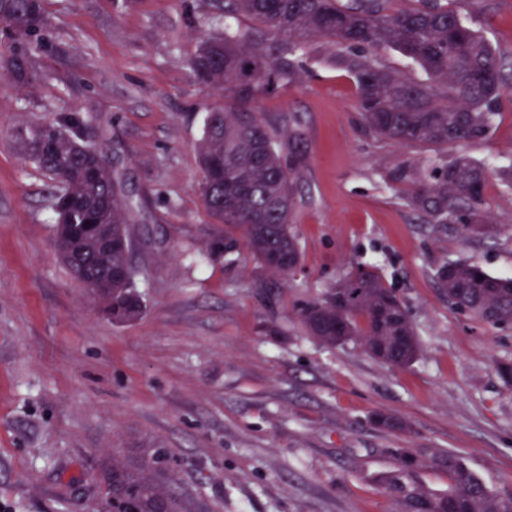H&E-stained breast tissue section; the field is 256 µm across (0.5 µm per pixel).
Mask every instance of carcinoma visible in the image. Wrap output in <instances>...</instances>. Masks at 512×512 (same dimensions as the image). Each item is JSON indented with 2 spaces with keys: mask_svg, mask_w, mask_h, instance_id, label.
<instances>
[{
  "mask_svg": "<svg viewBox=\"0 0 512 512\" xmlns=\"http://www.w3.org/2000/svg\"><path fill=\"white\" fill-rule=\"evenodd\" d=\"M389 0H217L224 17L242 16L258 26L259 37L239 28L204 38L191 60L197 78L224 94V106L208 112L198 147L205 208L224 230L203 253L206 260L235 262L247 247L280 281L300 265L291 227L297 208V181L306 152L297 138L278 141L249 110L262 90L290 82L294 63L323 38L340 48L332 59L352 75L362 118L369 130L410 149L461 147L485 138L498 113L504 78L502 57L465 19L462 0H417L391 12ZM44 27L42 0H0V31L21 45L8 60L16 81L35 75L34 42ZM366 48L391 49L426 74L413 81L363 55ZM69 119L34 129L24 140L31 158L65 184L57 198L54 244L73 275L106 280L100 293L109 313L138 316L142 301L134 281L122 277L131 265L127 224L135 206L126 194L118 165L107 167L105 136L94 143L71 137ZM512 191V156L495 169ZM410 180V205L442 228L458 222L466 233L483 229L487 168L459 153L433 162L425 171L402 166ZM438 284L451 305L492 327L512 326V277L495 276L468 260L443 263ZM300 320L309 335L336 345L361 342L367 353L406 366L419 342L408 311L380 272L357 265ZM398 473L383 478L399 512H512V496L495 495L453 453L435 463L448 472V492L432 494L410 478L416 461L396 450ZM100 501L95 512L126 507L131 512H185L174 482L154 459L134 460L112 453L102 463Z\"/></svg>",
  "mask_w": 512,
  "mask_h": 512,
  "instance_id": "obj_1",
  "label": "carcinoma"
}]
</instances>
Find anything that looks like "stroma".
Returning a JSON list of instances; mask_svg holds the SVG:
<instances>
[{"instance_id":"35a3bbf8","label":"stroma","mask_w":512,"mask_h":512,"mask_svg":"<svg viewBox=\"0 0 512 512\" xmlns=\"http://www.w3.org/2000/svg\"><path fill=\"white\" fill-rule=\"evenodd\" d=\"M37 77L13 80L0 37V512H93L102 461L160 451L187 512H396L380 479L396 449L419 483L448 490L432 456L460 455L492 491L512 495V327L458 312L436 272L466 258L512 276V195L489 176L495 230H440L394 178L450 148H404L371 134L352 77L313 41L294 83L250 108L307 154L293 219L301 262L288 282L257 261L200 262L212 239L197 147L223 102L190 61L223 31L212 0H42ZM463 11L512 64V0ZM74 114L106 132L135 195L129 224L143 311L117 323L54 247L58 183L21 148L22 132ZM476 161L512 154V77ZM375 265L407 306L416 359L393 367L356 341L326 346L299 318L352 265ZM265 287H258V280ZM395 418L397 427L377 422Z\"/></svg>"}]
</instances>
